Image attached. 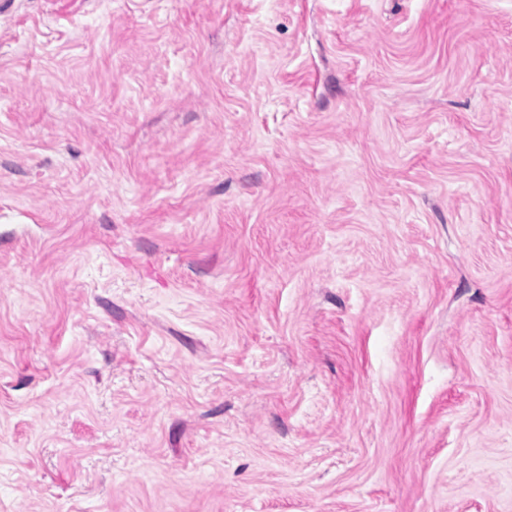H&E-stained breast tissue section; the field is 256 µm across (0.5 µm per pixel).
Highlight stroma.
<instances>
[{
  "label": "stroma",
  "mask_w": 512,
  "mask_h": 512,
  "mask_svg": "<svg viewBox=\"0 0 512 512\" xmlns=\"http://www.w3.org/2000/svg\"><path fill=\"white\" fill-rule=\"evenodd\" d=\"M0 512H512V0H0Z\"/></svg>",
  "instance_id": "obj_1"
}]
</instances>
